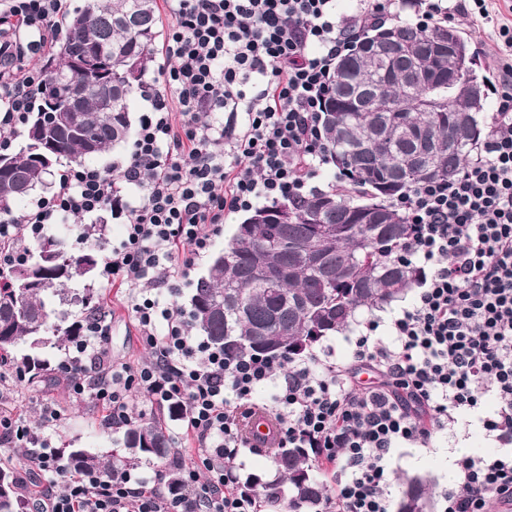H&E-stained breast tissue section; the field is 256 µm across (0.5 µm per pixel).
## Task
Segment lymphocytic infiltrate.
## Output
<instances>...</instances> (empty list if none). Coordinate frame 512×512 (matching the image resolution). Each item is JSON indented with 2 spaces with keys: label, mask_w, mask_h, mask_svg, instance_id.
<instances>
[{
  "label": "lymphocytic infiltrate",
  "mask_w": 512,
  "mask_h": 512,
  "mask_svg": "<svg viewBox=\"0 0 512 512\" xmlns=\"http://www.w3.org/2000/svg\"><path fill=\"white\" fill-rule=\"evenodd\" d=\"M490 0H428L422 25L449 11L491 21ZM69 0H0V153L12 150L36 108L44 75L27 67L61 38ZM166 42L172 61L154 92L120 177L89 165L64 168L54 192L0 225V273L23 257L26 240L68 216L108 209L126 215L124 238L103 261L106 282L132 293L131 312L151 362L113 367L104 360L105 317L59 363L76 395L91 394L109 422L135 419L130 393L175 405L194 453L177 488L159 476L100 475L62 469L55 450L25 418L0 410V437L25 444L39 483L19 476L35 512H261V496L240 479L247 442L242 422L257 392L281 428L280 445L305 448L332 468L336 488L324 512H388L387 458L405 444L425 445L462 414L499 441L512 442V26L494 34L507 52L498 67L503 90L482 154L456 176L413 186L400 197L410 236L401 258L425 276L414 303L391 322L393 340L376 324L354 343L351 361L313 354H227L192 334L174 301L180 283L226 219L259 201L302 194L323 162L320 114L336 59L358 24L336 14V0H173ZM252 93H245V86ZM181 120L172 124L169 100ZM246 119L235 132L207 120L217 112ZM377 376L362 384L361 369ZM500 404L485 413L482 400ZM461 476L441 494V512H488L512 503V454L465 456Z\"/></svg>",
  "instance_id": "1"
}]
</instances>
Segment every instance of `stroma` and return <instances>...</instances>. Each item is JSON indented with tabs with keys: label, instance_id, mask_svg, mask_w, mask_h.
<instances>
[{
	"label": "stroma",
	"instance_id": "obj_1",
	"mask_svg": "<svg viewBox=\"0 0 512 512\" xmlns=\"http://www.w3.org/2000/svg\"><path fill=\"white\" fill-rule=\"evenodd\" d=\"M450 23L467 37L475 55L476 72L487 78L485 111L493 113L499 102L498 61L501 50L497 41L491 37L476 38L473 21L462 13H454ZM89 221L103 225V235L91 244L81 239L77 232H69L68 241L73 251L79 252L92 245L99 254L105 255L112 247L119 245L125 217L103 211L90 216ZM87 284L94 288L102 307L109 313L110 333L104 342L106 363L119 366L150 361L151 352L140 342L136 323L128 309V289L117 284L106 285L98 273ZM87 284L77 280L71 282L69 288L71 292L78 293ZM415 297V292L411 291L404 299L385 309L360 312L348 328L325 337L316 346V353L329 356L330 360L339 363L349 361L354 343L359 336L365 334L368 322H379L378 336H387V326L391 319L402 308L410 306ZM0 406L15 409L27 419L31 427L41 429L51 448H82L96 452L113 447L115 440L123 434L120 428L105 427L107 411L92 397L74 398L66 383L49 389L30 385L6 363L0 365ZM48 406L59 410L61 414L57 425L49 429L42 425L44 409ZM510 452L512 446L499 442L495 436L468 420H459L449 425L447 430L435 434L427 445H408L392 451L388 459L389 500L391 504H398L403 490L402 478L418 476L430 485L428 512H439L442 490L456 479L455 473L449 472V465L457 463L466 455Z\"/></svg>",
	"mask_w": 512,
	"mask_h": 512
}]
</instances>
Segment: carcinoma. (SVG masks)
I'll return each instance as SVG.
<instances>
[{
	"instance_id": "carcinoma-1",
	"label": "carcinoma",
	"mask_w": 512,
	"mask_h": 512,
	"mask_svg": "<svg viewBox=\"0 0 512 512\" xmlns=\"http://www.w3.org/2000/svg\"><path fill=\"white\" fill-rule=\"evenodd\" d=\"M90 27L106 34L104 42L89 50L112 55V72L94 82L78 113L77 132L72 133L55 124L72 77L64 50L81 47L82 34ZM384 28L383 20L366 26L339 57L330 78L321 124L325 153L341 186L255 208L243 220L250 225V237L242 240L232 232L224 250L198 278L190 299V325L212 347L239 355L305 357L314 343L347 328L359 312L390 305L420 281L421 271L397 255L410 225L385 200L423 181L414 157L426 150L430 139L441 142L431 157L433 176L457 175L487 124L479 121L484 103L472 107L466 100L468 86L477 80L470 66L456 69L454 91L443 96L442 111L433 109L427 77L444 61L448 47L469 48L457 28L424 30L399 22L392 28L397 45L379 43L357 55L359 43ZM159 36L156 0H86L67 12L59 50L48 54L42 67L44 101L28 122L27 143L15 154H0V162L7 163V171L0 173V219L12 217L17 204L54 175L44 167L39 141L55 144L54 166L63 160L81 165L128 141L133 128L129 101L155 66ZM407 55L419 59L424 78H402ZM462 109L472 135L450 143L448 124ZM285 206L286 223L291 225L288 242L265 251L264 243L281 236L274 216ZM258 214L266 218L254 220ZM319 224L339 228L322 241L324 265L333 272L330 280L323 278L324 265L303 246ZM49 241L54 250L47 252ZM97 264L93 248L72 252L62 231L41 237L25 261L4 276L0 356H11L15 371L29 382L49 379L51 364L41 357L42 351L67 350L82 336L88 316L100 308L91 288L72 298L67 295V284L89 277ZM54 296L79 310L57 311L50 304ZM316 327L322 334H313ZM116 444L124 453L64 450V466L104 475L153 463L164 468L168 485H178L181 462L172 451L164 417L133 421ZM274 465V478L264 482L270 502H283L287 512H305L320 504L323 484L303 449L278 450ZM284 485L287 496L282 494ZM428 504L427 484L411 478L397 512H425ZM21 510L14 466L6 461L0 465V512Z\"/></svg>"
}]
</instances>
